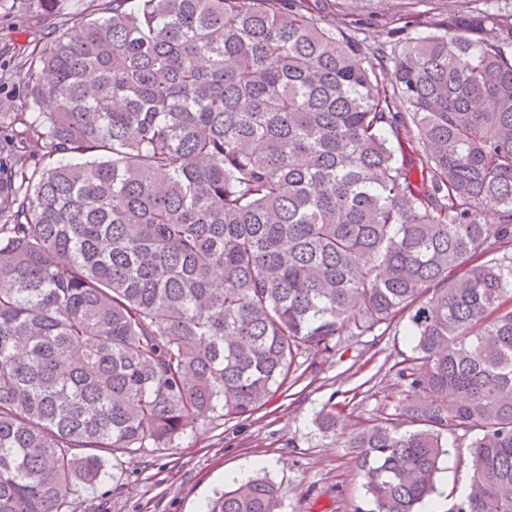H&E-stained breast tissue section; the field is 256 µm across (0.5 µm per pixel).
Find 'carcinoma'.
Listing matches in <instances>:
<instances>
[{"label": "carcinoma", "instance_id": "obj_1", "mask_svg": "<svg viewBox=\"0 0 512 512\" xmlns=\"http://www.w3.org/2000/svg\"><path fill=\"white\" fill-rule=\"evenodd\" d=\"M333 5L325 28L321 0H87L25 52L0 169V512H73L112 463L253 415L302 350L404 314L396 414L350 436L355 512H418L456 434L470 478L447 512H512V10L406 37L409 0L388 51ZM277 501L234 479L209 512Z\"/></svg>", "mask_w": 512, "mask_h": 512}]
</instances>
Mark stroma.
<instances>
[{"label":"stroma","instance_id":"1","mask_svg":"<svg viewBox=\"0 0 512 512\" xmlns=\"http://www.w3.org/2000/svg\"><path fill=\"white\" fill-rule=\"evenodd\" d=\"M402 0H346L369 41H387ZM83 0H61L44 12L39 0H0V130L28 101L20 74L22 48H47L55 35L85 19ZM411 345L402 335H343L333 354L305 351L291 387L255 414L187 427L173 447L123 459L121 482L104 480L95 491L77 489L74 512H198L224 492L237 472L257 461L279 488L278 512H353L366 494L349 433L375 422L381 400L396 382L393 365ZM336 413V429L316 422ZM470 450L449 444L430 501L446 512L450 493L469 480Z\"/></svg>","mask_w":512,"mask_h":512}]
</instances>
